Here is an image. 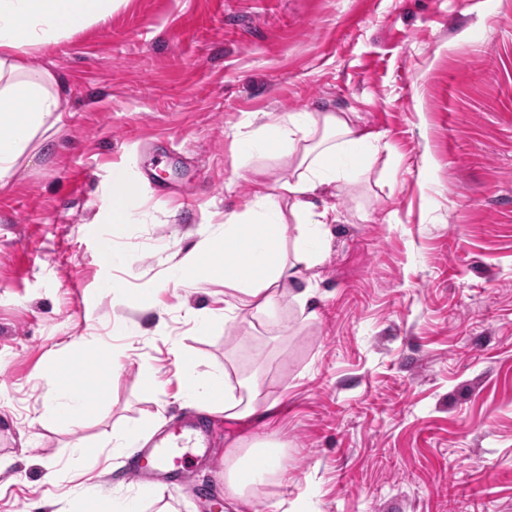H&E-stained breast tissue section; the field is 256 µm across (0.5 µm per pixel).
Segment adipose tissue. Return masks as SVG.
Listing matches in <instances>:
<instances>
[{"mask_svg":"<svg viewBox=\"0 0 512 512\" xmlns=\"http://www.w3.org/2000/svg\"><path fill=\"white\" fill-rule=\"evenodd\" d=\"M111 14L112 0H0V184L13 176L33 141L49 142L63 110L54 73L30 71L20 51L59 44ZM257 135L264 149L287 144L294 170L275 190L259 185L244 211L224 218L225 246L252 267L247 277L233 266L224 268V283L236 293L224 308L228 316L248 308L273 313L282 281L302 278L304 271L321 263L328 226L336 216L326 209L317 210L313 197L326 186L350 190L368 175L379 152L387 147L381 133L362 129L344 112L292 114L262 123ZM283 199L291 204L295 226L284 221L279 205ZM289 242L295 245L290 261L285 258ZM181 389L196 407L221 411L229 422L263 420L276 409L275 403L261 399L254 378L242 381L235 395L228 393L223 372L201 380L187 370ZM246 454L260 460L263 475L278 476L284 470L283 447L274 442L253 443L244 453L230 450L227 490L231 498L241 501L253 494L252 483L239 477Z\"/></svg>","mask_w":512,"mask_h":512,"instance_id":"ef3b65f1","label":"adipose tissue"}]
</instances>
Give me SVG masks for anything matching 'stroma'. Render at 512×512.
<instances>
[{"label": "stroma", "instance_id": "obj_1", "mask_svg": "<svg viewBox=\"0 0 512 512\" xmlns=\"http://www.w3.org/2000/svg\"><path fill=\"white\" fill-rule=\"evenodd\" d=\"M22 60L51 70L66 104L50 146L0 187V455L14 460L0 512H82L88 487L211 512L127 480L112 445L199 413L175 346L199 376L258 377L278 404L266 425L203 414L212 446L189 480L221 512H247L225 495V450L260 433L287 447L283 476L259 487L267 512H512V0H120ZM323 110L390 149L368 182L316 199L337 217L316 316L288 282L276 317L225 321L220 268L189 284L171 268L223 236L256 181L287 177L277 149L234 150L258 114ZM76 340L114 352L118 373L74 360ZM96 376L87 414L41 425L57 381Z\"/></svg>", "mask_w": 512, "mask_h": 512}]
</instances>
